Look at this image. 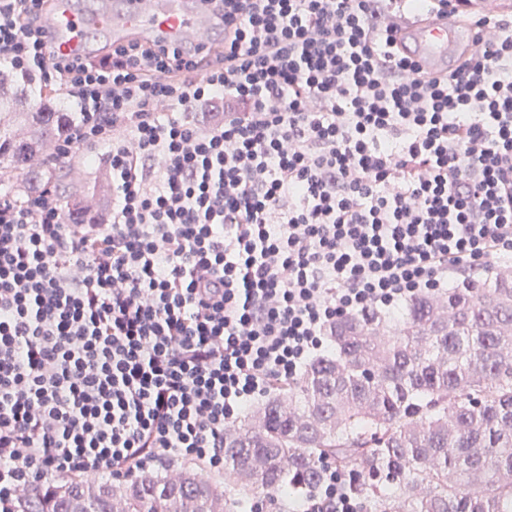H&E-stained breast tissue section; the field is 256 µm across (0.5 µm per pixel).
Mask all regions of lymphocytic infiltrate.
<instances>
[{"mask_svg": "<svg viewBox=\"0 0 512 512\" xmlns=\"http://www.w3.org/2000/svg\"><path fill=\"white\" fill-rule=\"evenodd\" d=\"M42 0H0V58L102 148L112 209L71 224L0 190V512L59 476L220 472L224 431L296 382L337 318L389 314L512 261V12L473 0H215L208 51L47 53ZM478 51L423 72L404 26ZM304 512H361L328 468Z\"/></svg>", "mask_w": 512, "mask_h": 512, "instance_id": "f902f5d3", "label": "lymphocytic infiltrate"}]
</instances>
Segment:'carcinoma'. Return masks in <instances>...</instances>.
Listing matches in <instances>:
<instances>
[{
  "mask_svg": "<svg viewBox=\"0 0 512 512\" xmlns=\"http://www.w3.org/2000/svg\"><path fill=\"white\" fill-rule=\"evenodd\" d=\"M27 79L0 71V186L63 193L78 165L43 166L75 119ZM71 224L90 204L66 196ZM328 354L224 432V480L197 467L151 469L125 483L87 476L29 493L22 512H254L316 490L323 465L348 473L362 512H512V279L468 273L394 315H349Z\"/></svg>",
  "mask_w": 512,
  "mask_h": 512,
  "instance_id": "cac0c4a2",
  "label": "carcinoma"
}]
</instances>
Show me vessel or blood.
<instances>
[{"label": "vessel or blood", "instance_id": "1", "mask_svg": "<svg viewBox=\"0 0 512 512\" xmlns=\"http://www.w3.org/2000/svg\"><path fill=\"white\" fill-rule=\"evenodd\" d=\"M222 23L209 0H116L91 13L75 10L72 0H54L43 11L44 43L56 57L84 54L92 31L115 47L161 38L204 49ZM397 41L423 70L440 73L452 71L457 58L476 47L467 32L444 18L402 29Z\"/></svg>", "mask_w": 512, "mask_h": 512}]
</instances>
